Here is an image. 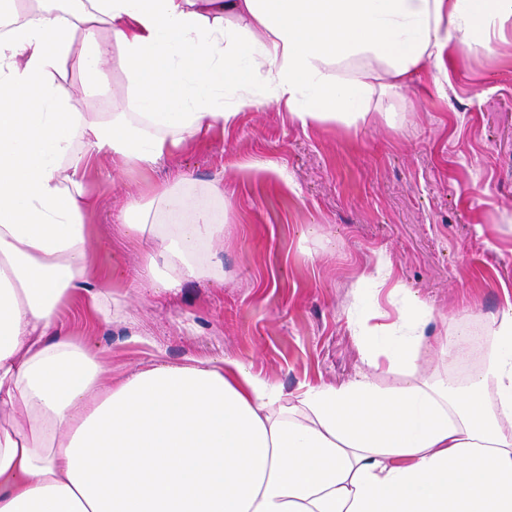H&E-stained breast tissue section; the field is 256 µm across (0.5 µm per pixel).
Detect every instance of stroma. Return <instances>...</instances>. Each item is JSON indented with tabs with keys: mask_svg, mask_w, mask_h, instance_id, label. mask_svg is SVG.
I'll return each instance as SVG.
<instances>
[{
	"mask_svg": "<svg viewBox=\"0 0 512 512\" xmlns=\"http://www.w3.org/2000/svg\"><path fill=\"white\" fill-rule=\"evenodd\" d=\"M63 84L80 112L122 109L125 77L109 73L102 97ZM421 71L402 94H374L366 123L303 126L274 105L241 111L209 145H187L151 172L115 174L101 152L88 181L94 276L124 318L89 340L113 377L150 363L233 356L285 393L338 385L364 368L358 326L418 318L430 351L426 375L462 384L481 361L493 319L512 296V35L458 57L443 93ZM184 177V191L223 212L214 259L220 283L192 279L170 293L136 292L151 245L119 224L130 199L149 200ZM391 279L359 288L379 259Z\"/></svg>",
	"mask_w": 512,
	"mask_h": 512,
	"instance_id": "35a3bbf8",
	"label": "stroma"
}]
</instances>
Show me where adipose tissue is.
<instances>
[{"mask_svg": "<svg viewBox=\"0 0 512 512\" xmlns=\"http://www.w3.org/2000/svg\"><path fill=\"white\" fill-rule=\"evenodd\" d=\"M4 13L0 512H512V304L463 389L421 374L410 322L385 342L361 328L364 370L293 397L234 358L113 378L61 319L77 301L112 321L86 221L100 152L147 170L267 104L358 124L374 91L425 65L442 90L452 53L491 50L512 0H0ZM70 63L89 98L122 70L124 111H72ZM157 200L158 222L127 204L153 245L145 287L222 279L210 206L173 188ZM384 371L399 383L378 384Z\"/></svg>", "mask_w": 512, "mask_h": 512, "instance_id": "adipose-tissue-1", "label": "adipose tissue"}]
</instances>
